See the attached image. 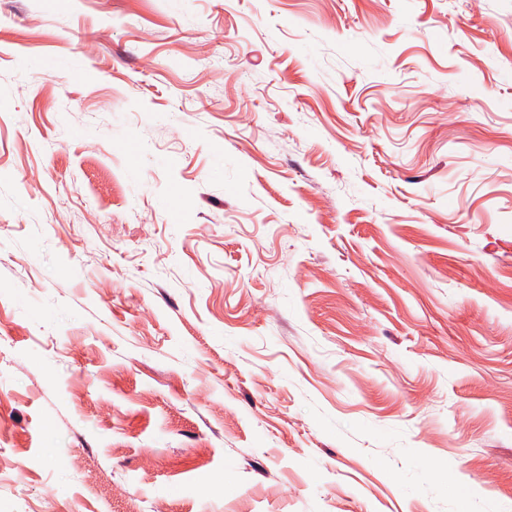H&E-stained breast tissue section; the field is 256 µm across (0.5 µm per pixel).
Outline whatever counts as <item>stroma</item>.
<instances>
[{"instance_id": "1", "label": "stroma", "mask_w": 512, "mask_h": 512, "mask_svg": "<svg viewBox=\"0 0 512 512\" xmlns=\"http://www.w3.org/2000/svg\"><path fill=\"white\" fill-rule=\"evenodd\" d=\"M0 512H512V0H0Z\"/></svg>"}]
</instances>
